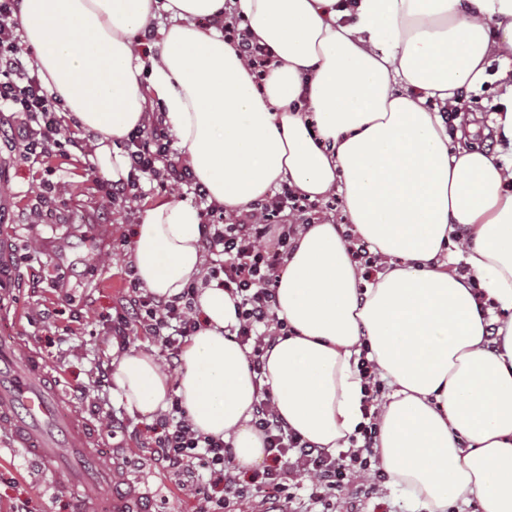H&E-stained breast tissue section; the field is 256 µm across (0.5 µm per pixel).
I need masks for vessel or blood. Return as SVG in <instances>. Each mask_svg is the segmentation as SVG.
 <instances>
[{"label":"vessel or blood","instance_id":"vessel-or-blood-1","mask_svg":"<svg viewBox=\"0 0 512 512\" xmlns=\"http://www.w3.org/2000/svg\"><path fill=\"white\" fill-rule=\"evenodd\" d=\"M48 365L29 344L0 338V428L11 447L42 471L66 474L75 512H98L100 490L113 488L111 512H143L149 497L139 480L108 466L88 472L91 439L79 411L48 384Z\"/></svg>","mask_w":512,"mask_h":512}]
</instances>
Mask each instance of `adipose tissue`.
Wrapping results in <instances>:
<instances>
[{
  "label": "adipose tissue",
  "instance_id": "1",
  "mask_svg": "<svg viewBox=\"0 0 512 512\" xmlns=\"http://www.w3.org/2000/svg\"><path fill=\"white\" fill-rule=\"evenodd\" d=\"M227 10L272 53L262 83L236 43L196 24ZM161 16L158 40L141 41ZM20 19L44 87L110 180H128L118 144L151 121L153 97L211 204L238 213L284 182L312 200L336 194L383 264L363 281L335 224L299 232L275 288L291 334L258 380L229 335L234 299L204 280L199 209H144L136 275L168 299L198 284L202 326L176 376L143 351L113 358L130 413L150 420L179 400L245 473L267 456L251 424L264 387L301 436L344 448L363 420L365 341L388 387L377 457L390 485L426 512H512V0H21ZM493 65L506 82L498 155L455 115L457 91L481 90ZM459 227L472 242L453 251Z\"/></svg>",
  "mask_w": 512,
  "mask_h": 512
}]
</instances>
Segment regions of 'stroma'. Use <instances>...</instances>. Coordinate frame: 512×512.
<instances>
[{
	"label": "stroma",
	"mask_w": 512,
	"mask_h": 512,
	"mask_svg": "<svg viewBox=\"0 0 512 512\" xmlns=\"http://www.w3.org/2000/svg\"><path fill=\"white\" fill-rule=\"evenodd\" d=\"M79 145L53 157L47 165L0 154V194L6 205L0 213V243L8 256L31 253L30 263L18 266L12 284L18 316L0 317V336H26L45 356L60 386L76 407L83 409L97 433V458L118 460L133 477L146 482L153 496L147 512H195L191 495L180 490L176 477L150 460L143 449L146 420L130 416L125 432L112 434L105 416L122 412L112 381L98 382L95 365L112 358L113 341L107 331L123 296L106 286L109 278L125 280L131 265L132 227L144 208L169 200H193L190 190L165 187L160 177L141 176L128 201L110 203L98 183L103 173L88 156L89 136L67 121ZM61 191L40 204L44 179ZM87 224L106 227L103 247L83 236ZM56 311L55 322L36 320L38 311ZM9 437L0 431V512L27 503L30 512H74L73 499L58 487V478L42 474L20 450H7Z\"/></svg>",
	"instance_id": "obj_1"
}]
</instances>
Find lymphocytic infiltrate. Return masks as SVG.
Wrapping results in <instances>:
<instances>
[{"mask_svg": "<svg viewBox=\"0 0 512 512\" xmlns=\"http://www.w3.org/2000/svg\"><path fill=\"white\" fill-rule=\"evenodd\" d=\"M19 9L20 0H0V133L10 150L41 163L66 153L72 141L61 132L60 103L48 95L36 69L26 62L15 20ZM125 149L131 172H165L171 185L189 187L199 200H207V188L176 157L161 125L134 130ZM316 208L315 202L285 185L224 223L208 220L202 226V250L210 258L209 279L239 299V325L233 333L248 350L253 374H262L267 349L288 334L286 322L275 311L274 288L298 232L310 224ZM197 295V287L191 285L174 299L165 300L143 288L136 275H129L127 293L109 334L121 345L133 331L151 338L160 347L163 366L176 370L183 346L200 326ZM368 353V344H361L357 369L364 381L365 421L350 437L347 450L331 452L292 431L275 411L266 390L255 405L252 425L265 437L269 463L250 481L241 480L232 468L231 446L194 430L180 404H173L169 413L149 426L147 445L177 477L182 490L197 501L198 512H225L253 484L262 488L261 503L267 512H281L283 505L297 499L294 479L298 476L307 480L304 490L311 504L322 506L324 512H356L353 496L345 492L346 476L362 478L372 491L387 479L376 457L378 404L384 384Z\"/></svg>", "mask_w": 512, "mask_h": 512, "instance_id": "lymphocytic-infiltrate-1", "label": "lymphocytic infiltrate"}]
</instances>
